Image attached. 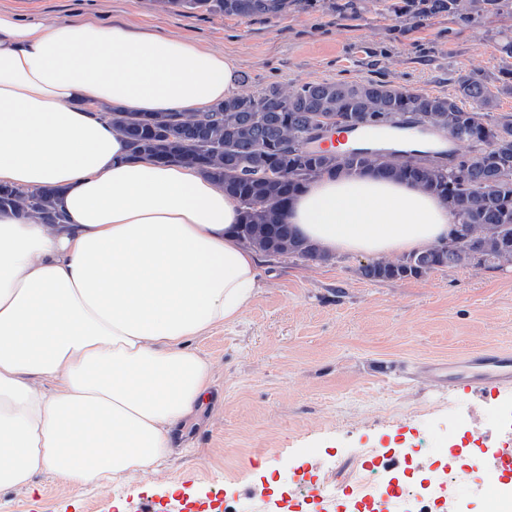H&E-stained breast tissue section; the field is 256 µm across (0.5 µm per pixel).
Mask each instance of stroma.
I'll return each instance as SVG.
<instances>
[{
  "label": "stroma",
  "mask_w": 512,
  "mask_h": 512,
  "mask_svg": "<svg viewBox=\"0 0 512 512\" xmlns=\"http://www.w3.org/2000/svg\"><path fill=\"white\" fill-rule=\"evenodd\" d=\"M395 0H333L278 17L163 11L154 0H0L22 20L91 18L224 53L239 88L384 78L453 95L459 80L512 71L501 49L512 10L460 25L438 15L396 17ZM366 255L323 262L262 259L259 296L236 323L198 340L212 361L209 400L177 432L180 453L155 473L81 489L62 473L0 491V512H248L277 486L320 478L342 485L361 449H394L411 476L407 444L426 437L425 462L461 471L447 450L468 431L496 448L508 432L512 386L481 393L449 384L437 364L481 346L512 349V268H440L417 278H362Z\"/></svg>",
  "instance_id": "1"
}]
</instances>
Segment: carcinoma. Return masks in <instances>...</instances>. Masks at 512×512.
<instances>
[{"instance_id":"1","label":"carcinoma","mask_w":512,"mask_h":512,"mask_svg":"<svg viewBox=\"0 0 512 512\" xmlns=\"http://www.w3.org/2000/svg\"><path fill=\"white\" fill-rule=\"evenodd\" d=\"M161 10L183 9L224 16H280L308 0H154ZM509 0H402L401 15L421 19L441 14L471 22L510 8ZM512 82L501 85L467 78L456 95L411 91L388 81L321 82L298 87L272 86L259 96L240 94L201 114L174 112L146 117L111 113L112 125L132 150L163 163H190L224 184V192L242 205L241 240L263 253L299 260L327 259L314 244L282 221L288 202L310 181L323 175L372 170L438 196L469 224V238L455 242L456 229L442 243L400 259L381 258L360 268L372 281L418 277L450 267H512V119L493 120L487 110ZM470 103L467 110L460 102ZM322 117L340 118L354 130L381 135L410 131L467 147L462 154L442 145L401 158L391 148L356 149L336 154L317 148L316 126ZM175 125L178 140L161 130ZM56 191L28 196L0 185V209H13L59 223Z\"/></svg>"}]
</instances>
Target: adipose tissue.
Listing matches in <instances>:
<instances>
[{"label": "adipose tissue", "instance_id": "obj_1", "mask_svg": "<svg viewBox=\"0 0 512 512\" xmlns=\"http://www.w3.org/2000/svg\"><path fill=\"white\" fill-rule=\"evenodd\" d=\"M236 94L230 58L195 42L0 12V183L58 190L64 216L0 211V488L59 471L107 487L176 454L212 384L193 342L259 295L260 255L223 184L133 154L109 113H199ZM283 220L328 255L395 256L455 217L367 171L309 182Z\"/></svg>", "mask_w": 512, "mask_h": 512}]
</instances>
